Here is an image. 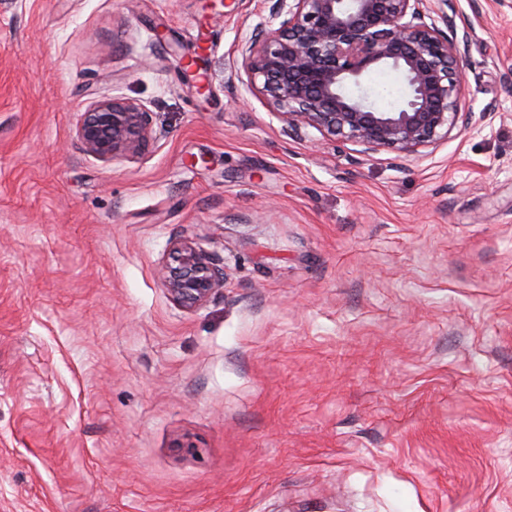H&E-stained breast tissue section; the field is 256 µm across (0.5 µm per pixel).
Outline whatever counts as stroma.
I'll return each mask as SVG.
<instances>
[{
  "label": "stroma",
  "mask_w": 512,
  "mask_h": 512,
  "mask_svg": "<svg viewBox=\"0 0 512 512\" xmlns=\"http://www.w3.org/2000/svg\"><path fill=\"white\" fill-rule=\"evenodd\" d=\"M207 2L0 0V512H512V0H454L470 123L402 162L285 136ZM150 114L144 103L103 96L81 113L76 137L88 155L104 164L133 158L153 138ZM161 271L172 298L186 307L202 305L224 287V267L203 246L189 239L173 243L169 261Z\"/></svg>",
  "instance_id": "obj_1"
}]
</instances>
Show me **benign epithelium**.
Returning <instances> with one entry per match:
<instances>
[{
    "label": "benign epithelium",
    "mask_w": 512,
    "mask_h": 512,
    "mask_svg": "<svg viewBox=\"0 0 512 512\" xmlns=\"http://www.w3.org/2000/svg\"><path fill=\"white\" fill-rule=\"evenodd\" d=\"M268 14L241 43V65L283 132L311 131L350 142L370 155L400 159L465 128L464 58L448 0H262ZM451 30L448 36L445 30ZM391 69L405 85L383 108L365 88L372 71ZM76 137L99 162L141 154L153 138L151 110L141 102L101 97L81 113ZM164 285L186 307L224 287V269L199 243L175 241L162 266Z\"/></svg>",
    "instance_id": "7a95c632"
}]
</instances>
